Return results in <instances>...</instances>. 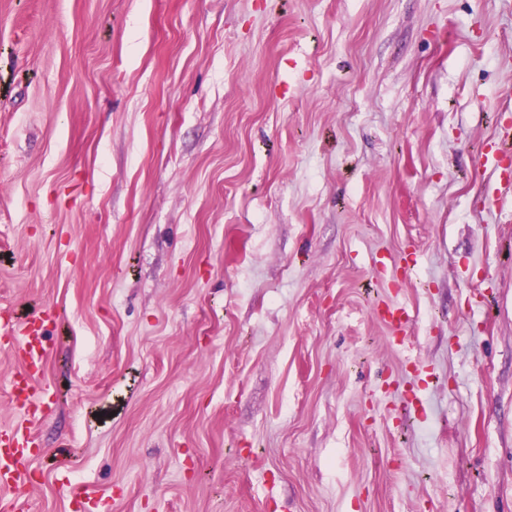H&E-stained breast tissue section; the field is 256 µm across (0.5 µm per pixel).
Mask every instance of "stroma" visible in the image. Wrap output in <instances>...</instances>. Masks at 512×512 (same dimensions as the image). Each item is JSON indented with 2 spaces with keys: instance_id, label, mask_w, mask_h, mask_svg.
<instances>
[{
  "instance_id": "1",
  "label": "stroma",
  "mask_w": 512,
  "mask_h": 512,
  "mask_svg": "<svg viewBox=\"0 0 512 512\" xmlns=\"http://www.w3.org/2000/svg\"><path fill=\"white\" fill-rule=\"evenodd\" d=\"M507 124L512 0H0L20 512H512ZM43 321V318H31L22 326L9 322L0 323L1 334L11 338L8 348L25 368L30 378L40 370L46 356L44 336L40 335L38 325V322Z\"/></svg>"
}]
</instances>
